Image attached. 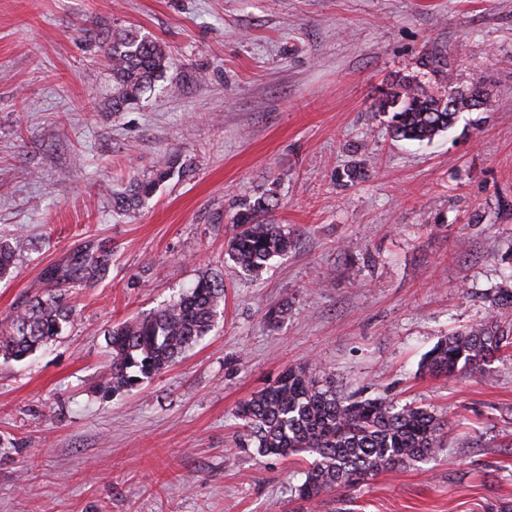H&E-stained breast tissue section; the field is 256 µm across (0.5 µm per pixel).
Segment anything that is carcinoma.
Segmentation results:
<instances>
[{
	"label": "carcinoma",
	"instance_id": "cac0c4a2",
	"mask_svg": "<svg viewBox=\"0 0 512 512\" xmlns=\"http://www.w3.org/2000/svg\"><path fill=\"white\" fill-rule=\"evenodd\" d=\"M98 49L112 71V111L122 112L155 88L170 66L156 39L137 28H114L97 37ZM420 65L448 81L442 95L413 80L381 99L379 109L392 113L391 131L401 140L431 139L445 131L460 112L491 106L484 83L461 87L438 51H428ZM182 167L179 157L149 178L137 179L113 197V210L130 211L150 198L160 183ZM277 202L270 193L244 195L236 203L235 233L228 255L240 269L256 274L268 261L288 251L290 233L268 222ZM20 244H0V275L13 266ZM110 251L86 256L77 270L95 273L109 261ZM224 306V286L200 277L187 291L139 319L123 321L109 332L112 362L103 384L106 393L138 386L167 369L206 336ZM72 318L61 295L30 301L17 308L11 330L0 338V355L21 361L36 348L60 336ZM512 346V325L496 320L456 330L425 356L421 374L452 377L480 368ZM241 420L239 447L253 448L261 457L288 459L308 453L313 461L297 498L316 500L329 492L357 486L371 477L436 453L442 424L427 408L398 406L385 398L355 400L337 392L301 367L289 368L272 384L237 407Z\"/></svg>",
	"mask_w": 512,
	"mask_h": 512
}]
</instances>
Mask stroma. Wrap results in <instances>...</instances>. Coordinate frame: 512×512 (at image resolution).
Returning <instances> with one entry per match:
<instances>
[{
  "mask_svg": "<svg viewBox=\"0 0 512 512\" xmlns=\"http://www.w3.org/2000/svg\"><path fill=\"white\" fill-rule=\"evenodd\" d=\"M116 26L171 58L123 112L92 44ZM434 48L494 106L393 139L382 93L439 90L420 64ZM175 156L185 173L114 213ZM266 190L293 246L255 276L227 244L236 200ZM18 240L0 330L50 293L75 315L26 359L0 357V512H512V351L450 379L418 371L512 289V0H0V243ZM101 248L108 265L76 272ZM204 274L224 282L209 334L103 395L112 326ZM305 364L344 394L429 407L441 449L299 500L307 459L239 448L236 412Z\"/></svg>",
  "mask_w": 512,
  "mask_h": 512,
  "instance_id": "obj_1",
  "label": "stroma"
}]
</instances>
